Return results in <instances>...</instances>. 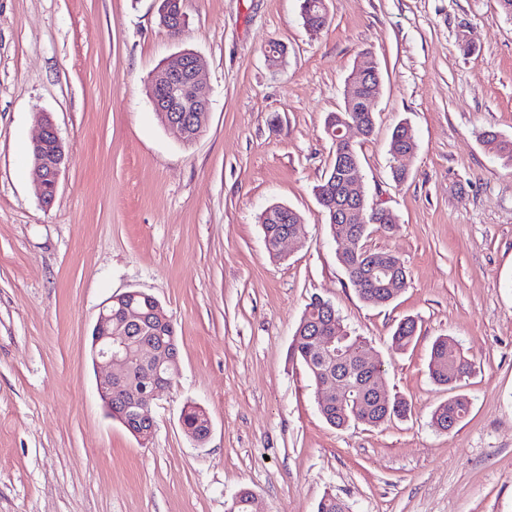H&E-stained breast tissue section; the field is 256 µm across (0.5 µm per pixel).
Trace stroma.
<instances>
[{
    "label": "stroma",
    "instance_id": "1",
    "mask_svg": "<svg viewBox=\"0 0 512 512\" xmlns=\"http://www.w3.org/2000/svg\"><path fill=\"white\" fill-rule=\"evenodd\" d=\"M308 30L300 0H182L172 36L156 0H0V512H512V169L482 135L512 141V17L499 0H326ZM286 46L270 66L271 43ZM204 58L211 109L183 142L147 95L151 72ZM376 63L373 135L350 130L369 205L398 217L366 248L395 253L407 285L360 300L315 194L331 163L324 122L356 65ZM49 113L66 163L52 205L28 148ZM417 138L392 177L393 128ZM305 224L280 256L259 215ZM138 290L172 319L180 374L149 406L140 442L109 418L90 357L98 311ZM330 301L406 417L328 425L289 355L311 297ZM418 325L405 350L390 336ZM454 337L470 370L457 390L428 374ZM470 411L432 423L452 393ZM212 421L183 430L187 403ZM194 405L201 407L197 404H194ZM196 406L188 405L186 407V409H184V414H183L184 424L189 429H187L184 426V424L182 422L183 421L182 418H181V423H182V427H183L184 431L189 435V437H191L197 444L202 445L208 440V438L211 434L212 423H211V419H210L208 413L206 412L209 422H208L207 431L203 432L206 429L205 424L207 422V419H206L204 412ZM201 408H203V407H201ZM190 429L197 431L199 433H202V432L203 433L201 435L194 434Z\"/></svg>",
    "mask_w": 512,
    "mask_h": 512
}]
</instances>
